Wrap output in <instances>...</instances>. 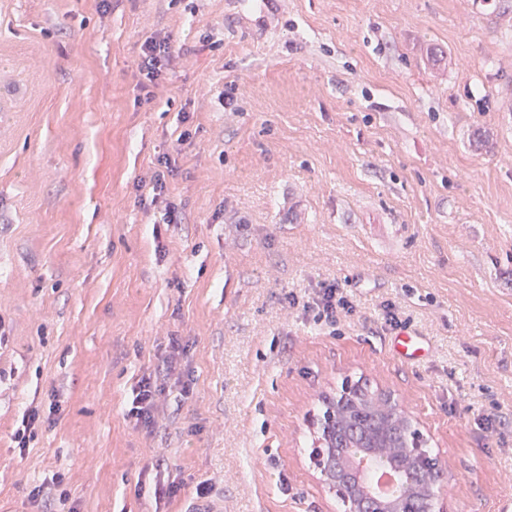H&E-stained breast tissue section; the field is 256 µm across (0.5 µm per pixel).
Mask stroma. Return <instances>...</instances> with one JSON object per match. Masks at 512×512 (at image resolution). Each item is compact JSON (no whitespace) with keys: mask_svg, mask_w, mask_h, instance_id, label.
<instances>
[{"mask_svg":"<svg viewBox=\"0 0 512 512\" xmlns=\"http://www.w3.org/2000/svg\"><path fill=\"white\" fill-rule=\"evenodd\" d=\"M149 36L174 46L152 83ZM331 284L354 310L328 326L304 305ZM0 334V512H37L40 484L52 512H348L310 454L361 378L445 469L448 512H499L512 0H0ZM174 336L193 391L135 426ZM29 409L48 422L22 450ZM422 351L423 348L416 336L404 334L395 338L393 352L400 360L411 361L420 356L419 353Z\"/></svg>","mask_w":512,"mask_h":512,"instance_id":"35a3bbf8","label":"stroma"}]
</instances>
